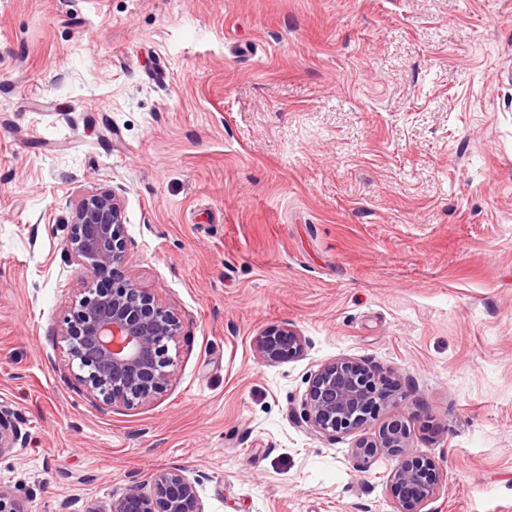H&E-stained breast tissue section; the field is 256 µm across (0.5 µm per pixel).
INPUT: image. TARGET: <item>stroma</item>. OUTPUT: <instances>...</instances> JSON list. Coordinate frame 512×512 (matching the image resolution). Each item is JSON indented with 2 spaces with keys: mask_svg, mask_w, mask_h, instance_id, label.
Wrapping results in <instances>:
<instances>
[{
  "mask_svg": "<svg viewBox=\"0 0 512 512\" xmlns=\"http://www.w3.org/2000/svg\"><path fill=\"white\" fill-rule=\"evenodd\" d=\"M102 186L182 324L131 409L56 337ZM284 326L303 355L261 362ZM339 357L391 396L326 441L294 413ZM0 405L26 512L171 465L203 512H394V459L352 448L395 419L442 477L422 512H512V0H0ZM22 442L21 430L13 420L12 414L0 406V456Z\"/></svg>",
  "mask_w": 512,
  "mask_h": 512,
  "instance_id": "35a3bbf8",
  "label": "stroma"
}]
</instances>
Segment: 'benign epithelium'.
Wrapping results in <instances>:
<instances>
[{"mask_svg": "<svg viewBox=\"0 0 512 512\" xmlns=\"http://www.w3.org/2000/svg\"><path fill=\"white\" fill-rule=\"evenodd\" d=\"M65 248L81 274V288L58 332L74 378L106 405L132 408L163 392L174 366L169 344L181 321L148 291L127 279L123 200L112 189L85 192L74 204ZM307 340L292 328L254 338L259 360L277 363L302 354ZM384 395L375 373L351 358L325 362L311 374L303 411L294 414L307 433L332 440L362 426L380 409ZM410 433L400 421L360 438L352 449L363 465L385 454L399 459L388 480L396 512H421L441 482L435 464L409 454ZM23 442L10 411L0 407V456ZM197 479L170 466L157 471L149 491L127 487L93 512H202ZM0 512H26L13 492L0 485Z\"/></svg>", "mask_w": 512, "mask_h": 512, "instance_id": "7a95c632", "label": "benign epithelium"}]
</instances>
